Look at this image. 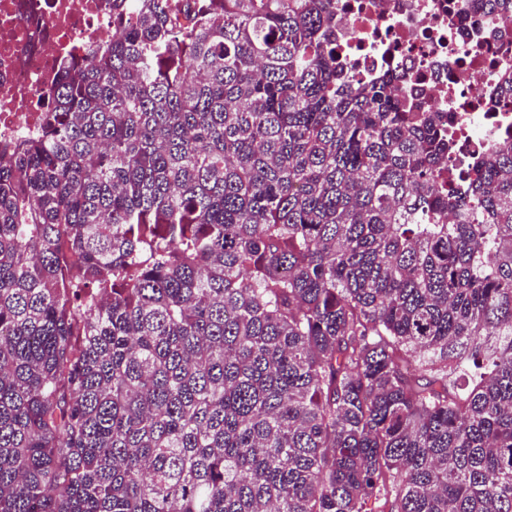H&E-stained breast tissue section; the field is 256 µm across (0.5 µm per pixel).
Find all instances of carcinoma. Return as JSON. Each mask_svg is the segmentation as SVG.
I'll use <instances>...</instances> for the list:
<instances>
[{
    "mask_svg": "<svg viewBox=\"0 0 512 512\" xmlns=\"http://www.w3.org/2000/svg\"><path fill=\"white\" fill-rule=\"evenodd\" d=\"M341 7L112 0L0 146V512H512V137Z\"/></svg>",
    "mask_w": 512,
    "mask_h": 512,
    "instance_id": "cac0c4a2",
    "label": "carcinoma"
}]
</instances>
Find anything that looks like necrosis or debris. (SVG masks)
<instances>
[{
  "label": "necrosis or debris",
  "mask_w": 512,
  "mask_h": 512,
  "mask_svg": "<svg viewBox=\"0 0 512 512\" xmlns=\"http://www.w3.org/2000/svg\"><path fill=\"white\" fill-rule=\"evenodd\" d=\"M473 0H347L336 13L340 57L359 77L409 74L402 94L450 113L460 152L475 159L512 133V39L499 41ZM112 33V0H0V144L41 128L40 101L64 58Z\"/></svg>",
  "instance_id": "4bbe7bcc"
}]
</instances>
